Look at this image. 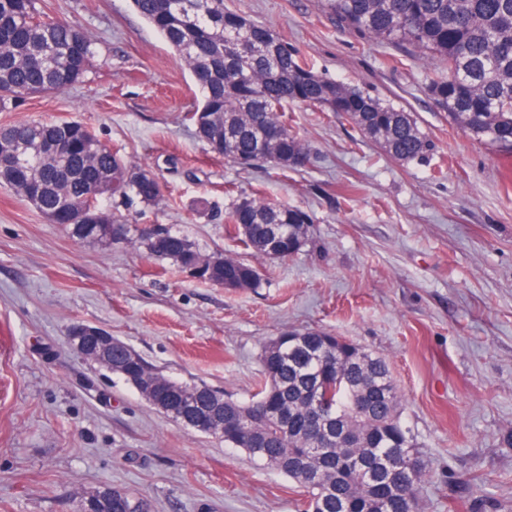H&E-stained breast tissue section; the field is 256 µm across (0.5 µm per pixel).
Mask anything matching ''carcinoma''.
Returning a JSON list of instances; mask_svg holds the SVG:
<instances>
[{
  "label": "carcinoma",
  "mask_w": 512,
  "mask_h": 512,
  "mask_svg": "<svg viewBox=\"0 0 512 512\" xmlns=\"http://www.w3.org/2000/svg\"><path fill=\"white\" fill-rule=\"evenodd\" d=\"M38 0H0V106L64 90L85 75L94 42L75 24L51 18ZM181 57L201 92L192 113L208 151L244 166H303L310 145L290 128L286 112L303 104L336 112L393 159L428 161L434 145L417 121L365 88L318 73L268 28L224 7V0H132ZM341 28L429 55L438 72L426 84L435 108L471 138L512 154V0H321ZM62 143L59 150L49 144ZM0 183L51 223H73L81 241L109 247L104 205L119 197L157 205L164 189L145 167L125 160L77 121L31 120L0 127ZM120 224V223H118ZM227 232L257 257L282 260L311 242L310 213L261 196L242 197L226 216ZM136 232L153 258L200 269L197 279L236 289L260 286L257 266L221 252L201 253L188 236L164 226ZM262 383L237 402L205 384L165 377L135 349L112 347V373L152 405L187 426L205 418L232 448L276 469L306 492L300 512H419L429 461L403 419L387 361L321 330L288 331L261 356ZM320 409V428L308 417ZM350 436L336 439V431ZM97 512H150L125 491L95 492Z\"/></svg>",
  "instance_id": "cac0c4a2"
}]
</instances>
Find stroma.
Instances as JSON below:
<instances>
[{"label":"stroma","instance_id":"stroma-1","mask_svg":"<svg viewBox=\"0 0 512 512\" xmlns=\"http://www.w3.org/2000/svg\"><path fill=\"white\" fill-rule=\"evenodd\" d=\"M225 3L318 71L410 112L436 151L404 164L335 113L294 104L292 128L314 150L304 167L284 176L214 157L188 118L201 98L190 70L130 0H41L82 26L94 57L69 89L0 108V126L84 123L165 188L161 204L116 199L113 213L257 261L262 280L232 291L129 242L77 240L0 185V512H76L104 486L151 512H298L287 476L81 359L77 324L238 401L255 393L270 338L345 337L387 360L433 463L420 512H512V157L437 111L425 92L435 62L415 49L337 30L318 0ZM258 190L312 215L294 258L255 260L226 233L232 200Z\"/></svg>","mask_w":512,"mask_h":512}]
</instances>
